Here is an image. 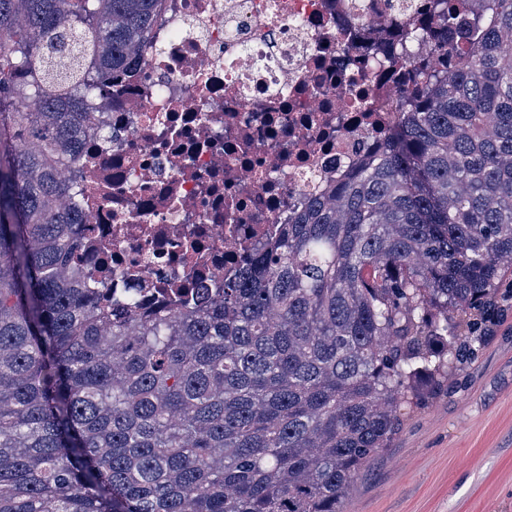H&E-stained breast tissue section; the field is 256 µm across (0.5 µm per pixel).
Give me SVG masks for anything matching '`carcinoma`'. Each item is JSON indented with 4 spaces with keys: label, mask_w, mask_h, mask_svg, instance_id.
<instances>
[{
    "label": "carcinoma",
    "mask_w": 512,
    "mask_h": 512,
    "mask_svg": "<svg viewBox=\"0 0 512 512\" xmlns=\"http://www.w3.org/2000/svg\"><path fill=\"white\" fill-rule=\"evenodd\" d=\"M470 2L396 33L386 143L148 305L72 271L68 173L159 0H0V512H341L512 309V0Z\"/></svg>",
    "instance_id": "1"
}]
</instances>
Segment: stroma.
<instances>
[{"label": "stroma", "instance_id": "35a3bbf8", "mask_svg": "<svg viewBox=\"0 0 512 512\" xmlns=\"http://www.w3.org/2000/svg\"><path fill=\"white\" fill-rule=\"evenodd\" d=\"M458 382L405 420L344 512H512V311Z\"/></svg>", "mask_w": 512, "mask_h": 512}]
</instances>
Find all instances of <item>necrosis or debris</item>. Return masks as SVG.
Wrapping results in <instances>:
<instances>
[{
	"mask_svg": "<svg viewBox=\"0 0 512 512\" xmlns=\"http://www.w3.org/2000/svg\"><path fill=\"white\" fill-rule=\"evenodd\" d=\"M163 0L76 167L84 248L113 294L217 288L384 142L407 72L367 47L424 0ZM182 36H172L173 26Z\"/></svg>",
	"mask_w": 512,
	"mask_h": 512,
	"instance_id": "1",
	"label": "necrosis or debris"
}]
</instances>
